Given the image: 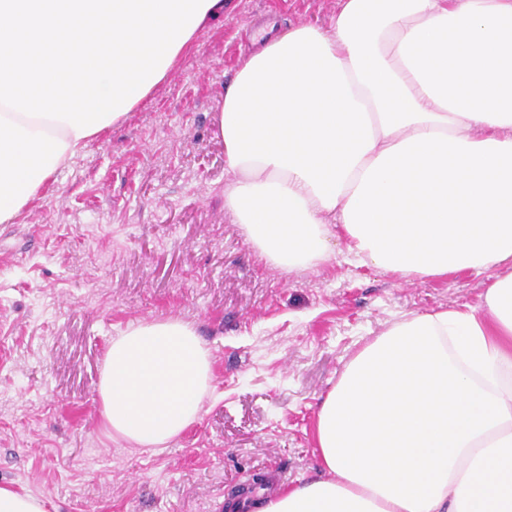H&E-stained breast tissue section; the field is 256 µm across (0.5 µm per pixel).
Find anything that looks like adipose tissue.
<instances>
[{
    "instance_id": "obj_1",
    "label": "adipose tissue",
    "mask_w": 512,
    "mask_h": 512,
    "mask_svg": "<svg viewBox=\"0 0 512 512\" xmlns=\"http://www.w3.org/2000/svg\"><path fill=\"white\" fill-rule=\"evenodd\" d=\"M229 2L0 0V224ZM216 123L224 209L271 268H315L342 237L369 268L486 283L367 341L319 404L321 477L250 512H512V0H339L329 26L268 24ZM212 380L190 323H131L103 425L163 449Z\"/></svg>"
}]
</instances>
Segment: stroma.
Here are the masks:
<instances>
[{
	"label": "stroma",
	"instance_id": "35a3bbf8",
	"mask_svg": "<svg viewBox=\"0 0 512 512\" xmlns=\"http://www.w3.org/2000/svg\"><path fill=\"white\" fill-rule=\"evenodd\" d=\"M337 0H232L120 125L0 224V486L56 512H217L315 478L319 397L401 317L478 303L464 271L409 283L355 262L275 271L224 210V86L273 22L326 26ZM178 317L213 391L163 451L108 437L98 384L114 336Z\"/></svg>",
	"mask_w": 512,
	"mask_h": 512
}]
</instances>
